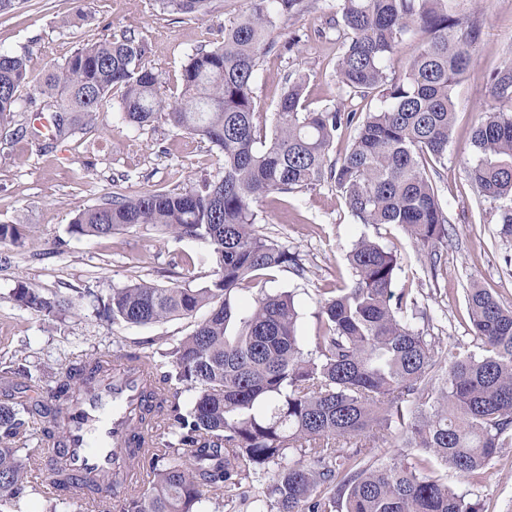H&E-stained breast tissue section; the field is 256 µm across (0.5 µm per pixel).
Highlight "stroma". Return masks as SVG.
Segmentation results:
<instances>
[{
	"label": "stroma",
	"mask_w": 512,
	"mask_h": 512,
	"mask_svg": "<svg viewBox=\"0 0 512 512\" xmlns=\"http://www.w3.org/2000/svg\"><path fill=\"white\" fill-rule=\"evenodd\" d=\"M250 8L251 0H212L209 13L197 19L163 11L156 0H87L79 18L74 0H25L0 15V51L26 56L38 72L47 62L63 63L80 45L131 28L147 40L145 64L160 74L161 90L168 94L188 53L219 39L225 24ZM456 13L479 23L482 37L454 90L448 158L434 177L450 235L438 248V268H431L426 251L401 227L357 223L333 184L274 193L258 206L256 228L297 252L305 273L299 276L283 268L259 286L237 291L234 301L240 313L253 309L259 293L292 295L301 345L311 349L322 293L350 283L347 255L362 237L396 251L400 269L395 286L411 289L417 301L414 324L439 353H446L449 343L473 340L465 301L470 282L491 288L503 305L512 307V264L504 261L512 250L499 242L491 206L478 198L465 174L488 78L512 58V0H456ZM335 21L326 0H308L303 13L279 21L275 46L255 72L257 112L275 111L291 74L306 77L308 109L348 106L336 73L342 33ZM296 36L301 39L298 48L286 49V42ZM34 117L26 105L0 128V224H20L27 231L22 247L0 245V367L13 361L44 367V387L51 390L66 366L86 355L117 348L133 351L145 341L161 352L191 326L177 319L117 327L96 316L86 300L66 320H50L12 301L17 281L48 292L102 296L112 287L141 279L207 286L211 267L203 260L206 247L200 242L145 226L108 238L80 237L70 233L69 225L78 211L101 204L120 178L144 190L180 192L215 176L223 158L208 143L165 124L127 125L115 100L97 126L47 150L39 149L27 133ZM79 171L86 174L80 182L73 178ZM448 483L479 503L482 512H512V448L499 450L482 480L452 472Z\"/></svg>",
	"instance_id": "obj_1"
}]
</instances>
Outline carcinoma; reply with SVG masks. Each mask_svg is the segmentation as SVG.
<instances>
[{"label": "carcinoma", "instance_id": "carcinoma-1", "mask_svg": "<svg viewBox=\"0 0 512 512\" xmlns=\"http://www.w3.org/2000/svg\"><path fill=\"white\" fill-rule=\"evenodd\" d=\"M162 9L203 17L210 0H157ZM303 0H252L250 12L224 26L222 40L188 55L178 97L160 92V75L143 58L135 30L77 48L35 75L22 55L0 52V124L22 94L49 110L42 148L97 124L114 90L130 126L163 122L207 140L222 170L182 192L114 191L78 212L70 232L105 238L152 226L204 243L212 279L204 288L134 281L112 289L96 314L112 325L194 320L191 332L160 353L169 370L152 367V391L163 413L155 445L139 459L147 480H113L103 512H202L206 501L240 499L254 512H479L453 490L440 468L474 479L501 448L512 447V308L488 288L466 289L477 349L450 344L437 355L414 323L410 291H394L393 251L359 239L348 261L347 288H326L314 347L304 351L289 294L264 295L237 315L233 294L274 268L304 271L299 255L255 228L257 205L272 193L335 185L362 224H397L434 257L448 240V215L434 185V165L448 157L452 94L469 68L480 26L453 13V0H336L343 51L337 62L349 98L377 99L360 112L311 111L306 80H288L271 135H262L253 81L280 19ZM425 34L402 73L386 62L407 35ZM490 102L474 127L466 176L498 215L497 236L512 245V60L491 73ZM355 130L336 161L337 133ZM25 230L0 224V244L23 246ZM11 298L36 314L62 319L83 295L49 294L26 282ZM207 315L195 319L198 311ZM94 354L70 365L55 393L80 391L99 370ZM28 392L19 400L18 384ZM45 370H0V507L17 506L38 472L50 500L67 481L65 468L41 453L18 455L30 424L50 440L64 437L62 408L39 400ZM195 392L181 410L179 386ZM381 447L397 449L390 461ZM417 448L421 454L404 452Z\"/></svg>", "mask_w": 512, "mask_h": 512}]
</instances>
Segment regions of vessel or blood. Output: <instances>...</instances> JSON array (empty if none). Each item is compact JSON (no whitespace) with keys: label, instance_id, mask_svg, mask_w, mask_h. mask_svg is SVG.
I'll use <instances>...</instances> for the list:
<instances>
[{"label":"vessel or blood","instance_id":"b4317fda","mask_svg":"<svg viewBox=\"0 0 512 512\" xmlns=\"http://www.w3.org/2000/svg\"><path fill=\"white\" fill-rule=\"evenodd\" d=\"M150 385L146 364L107 356L102 377L86 393L65 400L66 437L49 450L66 465L71 484L65 496H72L82 480L106 486L116 471L125 472L129 484L145 482V473L129 462L133 449L150 447L154 439L153 428L137 422L147 411Z\"/></svg>","mask_w":512,"mask_h":512}]
</instances>
